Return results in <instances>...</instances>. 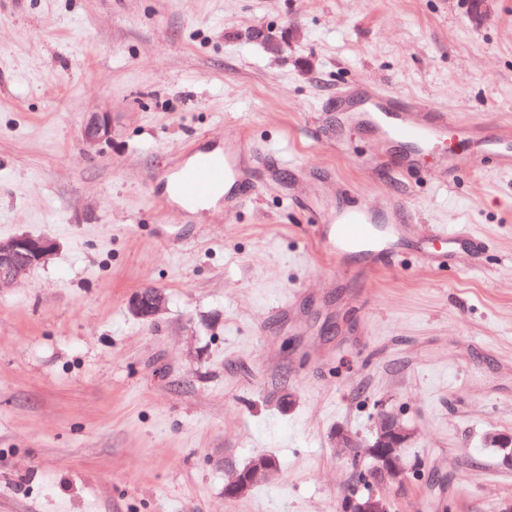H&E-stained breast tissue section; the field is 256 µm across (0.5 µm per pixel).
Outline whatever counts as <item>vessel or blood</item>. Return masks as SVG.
I'll list each match as a JSON object with an SVG mask.
<instances>
[{
    "label": "vessel or blood",
    "instance_id": "b4317fda",
    "mask_svg": "<svg viewBox=\"0 0 512 512\" xmlns=\"http://www.w3.org/2000/svg\"><path fill=\"white\" fill-rule=\"evenodd\" d=\"M338 104L352 112L354 120L367 130L373 142L383 146L403 145L405 165L414 164L431 148L444 145L448 148L449 171L481 170L489 156L495 157L501 168H512L510 127L500 125L476 132L453 114L404 102L394 94L370 92L358 83L340 94ZM230 179L236 187L247 185L248 175L239 161L229 156L220 159L199 153L182 169L175 191L184 200L200 201ZM402 214L403 209L396 202L389 204L384 213L351 207L316 225L315 238L329 254L358 255L363 270L371 271L397 252L402 234L395 219Z\"/></svg>",
    "mask_w": 512,
    "mask_h": 512
}]
</instances>
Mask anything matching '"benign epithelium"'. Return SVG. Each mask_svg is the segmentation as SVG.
<instances>
[{"label":"benign epithelium","mask_w":512,"mask_h":512,"mask_svg":"<svg viewBox=\"0 0 512 512\" xmlns=\"http://www.w3.org/2000/svg\"><path fill=\"white\" fill-rule=\"evenodd\" d=\"M82 138L89 147L112 140V120L107 112H95L82 129ZM55 250V243L44 237L17 235L0 238V284L19 280L35 266L45 262ZM168 299L159 288L138 289L127 300L132 316L153 321L167 307ZM412 432L383 405H377L376 422L372 436L366 440L338 426L331 433L332 447L340 454L350 456L354 449L364 448L371 461L368 474L362 481L367 492L352 498L354 512H393L387 488L401 485L407 480V472L401 462V449L407 447ZM491 448L502 450V466L512 469V432L491 431L485 436ZM280 474V464L273 455H257L242 471H234L224 485L228 499L243 497L257 485L271 483Z\"/></svg>","instance_id":"1"}]
</instances>
